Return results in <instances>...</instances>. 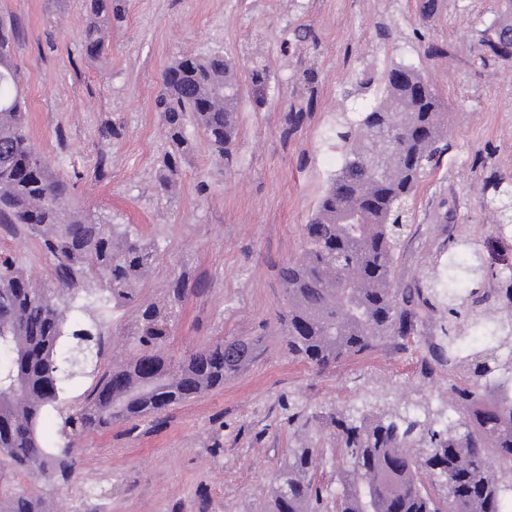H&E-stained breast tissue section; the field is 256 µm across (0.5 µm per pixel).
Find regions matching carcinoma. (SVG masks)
Segmentation results:
<instances>
[{
    "mask_svg": "<svg viewBox=\"0 0 512 512\" xmlns=\"http://www.w3.org/2000/svg\"><path fill=\"white\" fill-rule=\"evenodd\" d=\"M83 47L90 57L105 50L102 31L123 21L119 0H84ZM14 23L0 17V224H25L43 242L59 291L34 287L8 260L0 272V459L19 472L50 480L73 465L70 438L132 422L224 386V380L257 357L258 342L217 341L173 362L151 346L167 334L169 309L181 301V282L172 297L140 307L134 328L146 348L127 365L104 372L84 403L61 411L82 375L55 369L72 337L88 328L103 341L104 328L78 326L60 295L76 294L99 276L105 292L96 300L132 303L136 285L150 272L157 251L141 238L112 225L106 230L67 205L69 189L50 178L27 134V102L12 45ZM512 49V20L484 30L479 52L506 59ZM376 102L358 116L336 121L331 141L342 154L340 168L304 225L306 249L282 266L288 311V354L322 370L366 355L391 338L419 330L424 309L447 312L448 397L463 419L444 429L402 426L390 418H340V491L331 497L312 481L315 454L292 448L275 476L267 512H507L512 501V399L501 394L512 380V273L488 266L483 245L460 240L448 247V262L427 289L398 287L393 233L395 213L438 167L444 139L445 104L416 68L397 65L378 78ZM240 88L235 62L221 53H188L161 76L154 100L171 151L163 167L176 171L193 150L188 127L202 132L211 153L229 160L237 135ZM373 156L382 159L378 169ZM486 205L498 228L512 227V185H492ZM511 284L505 312L488 315L494 290L485 281ZM68 438L62 448L42 435L50 412ZM426 445L422 457L414 449ZM4 512H46L41 498L12 494Z\"/></svg>",
    "mask_w": 512,
    "mask_h": 512,
    "instance_id": "obj_1",
    "label": "carcinoma"
}]
</instances>
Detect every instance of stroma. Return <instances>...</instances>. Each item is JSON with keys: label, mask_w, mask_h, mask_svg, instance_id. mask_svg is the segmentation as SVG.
I'll return each mask as SVG.
<instances>
[{"label": "stroma", "mask_w": 512, "mask_h": 512, "mask_svg": "<svg viewBox=\"0 0 512 512\" xmlns=\"http://www.w3.org/2000/svg\"><path fill=\"white\" fill-rule=\"evenodd\" d=\"M122 0L124 20L87 57L83 0H0L28 106V133L49 173L69 186V205L89 220L122 224L157 246L138 302L89 305L119 340L101 370L135 357L140 303L181 282L179 314L163 351L180 358L221 339L256 338L260 355L223 387L139 423H116L74 440L66 476L43 480L0 469V496L21 489L63 512H264L274 475L292 448L314 449L312 473L338 488L336 417H390L444 428L448 366L440 313L417 335L320 371L288 354L279 317L280 267L302 253L307 224L334 173L330 126L363 110L362 73L406 64L448 104L439 167L419 186L415 222L396 280L425 285L448 256L449 237L498 242L512 267V231L498 232L483 199L512 183V62L478 56L481 32L504 0ZM305 40H297L298 32ZM221 52L242 85L232 162L215 161L202 134L167 192L160 165L170 145L154 98L163 70L182 54ZM266 70L254 87L249 73ZM38 287L57 286L42 243L26 225L0 224V255Z\"/></svg>", "instance_id": "1"}]
</instances>
